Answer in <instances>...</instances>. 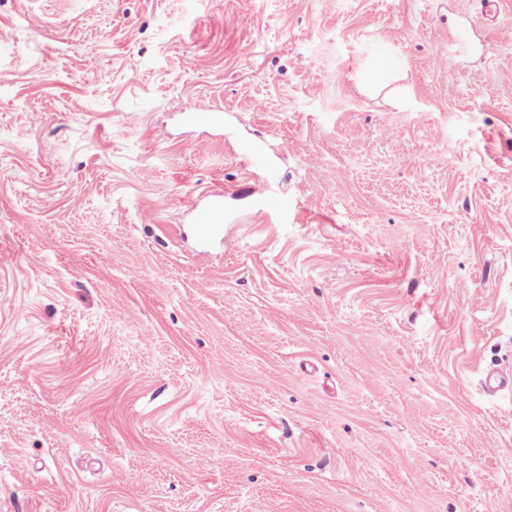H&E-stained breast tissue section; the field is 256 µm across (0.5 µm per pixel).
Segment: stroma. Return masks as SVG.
<instances>
[{"label":"stroma","instance_id":"35a3bbf8","mask_svg":"<svg viewBox=\"0 0 512 512\" xmlns=\"http://www.w3.org/2000/svg\"><path fill=\"white\" fill-rule=\"evenodd\" d=\"M490 368L512 0H0V512H512ZM250 196L256 212L266 215H288V198L275 196L267 190H253ZM190 209L194 213L195 224L204 225L207 231L224 223V195L221 192L206 195L203 206H200L199 201H194ZM205 229L200 227L198 231L204 234Z\"/></svg>","mask_w":512,"mask_h":512}]
</instances>
